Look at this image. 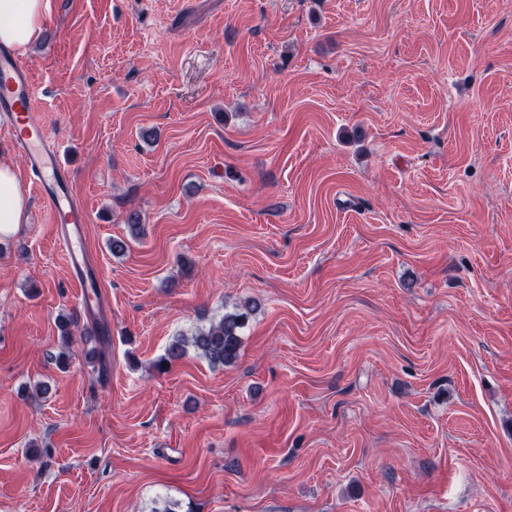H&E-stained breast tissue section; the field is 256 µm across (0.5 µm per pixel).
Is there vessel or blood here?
Listing matches in <instances>:
<instances>
[{"label":"vessel or blood","instance_id":"vessel-or-blood-1","mask_svg":"<svg viewBox=\"0 0 512 512\" xmlns=\"http://www.w3.org/2000/svg\"><path fill=\"white\" fill-rule=\"evenodd\" d=\"M32 107L33 90L25 63L13 51L0 47V124L11 131L20 130L18 146L27 157L33 184L50 207L51 222L65 248L70 273L88 295L96 290L100 273L85 248L87 212L77 201L71 174Z\"/></svg>","mask_w":512,"mask_h":512}]
</instances>
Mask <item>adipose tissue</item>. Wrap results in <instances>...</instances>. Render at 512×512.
<instances>
[{
	"instance_id": "1",
	"label": "adipose tissue",
	"mask_w": 512,
	"mask_h": 512,
	"mask_svg": "<svg viewBox=\"0 0 512 512\" xmlns=\"http://www.w3.org/2000/svg\"><path fill=\"white\" fill-rule=\"evenodd\" d=\"M50 12V0H0V42L27 50ZM27 201L14 166L0 158V234L15 233L26 220Z\"/></svg>"
}]
</instances>
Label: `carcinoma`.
Instances as JSON below:
<instances>
[{
  "label": "carcinoma",
  "instance_id": "obj_1",
  "mask_svg": "<svg viewBox=\"0 0 512 512\" xmlns=\"http://www.w3.org/2000/svg\"><path fill=\"white\" fill-rule=\"evenodd\" d=\"M246 313L234 310L224 313L218 321L210 324L206 329L198 330L189 338L181 337L174 340L166 352L157 362L156 367L162 371L165 365L181 359L186 354L187 346L193 349L213 365H227L233 363L239 355L241 347L240 330L244 325ZM105 327L97 324L93 326L92 334L85 336V341H93L86 355L94 362L103 366L109 355L104 345Z\"/></svg>",
  "mask_w": 512,
  "mask_h": 512
}]
</instances>
